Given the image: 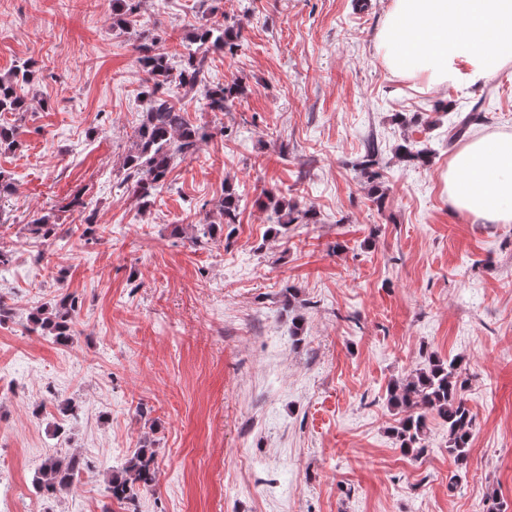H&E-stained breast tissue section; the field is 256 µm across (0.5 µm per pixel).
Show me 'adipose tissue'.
Wrapping results in <instances>:
<instances>
[{"mask_svg": "<svg viewBox=\"0 0 512 512\" xmlns=\"http://www.w3.org/2000/svg\"><path fill=\"white\" fill-rule=\"evenodd\" d=\"M377 50L430 86L484 85L512 62V0H391ZM448 201L487 224L512 223V134L467 142L442 175Z\"/></svg>", "mask_w": 512, "mask_h": 512, "instance_id": "obj_1", "label": "adipose tissue"}]
</instances>
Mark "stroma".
Listing matches in <instances>:
<instances>
[{"label":"stroma","mask_w":512,"mask_h":512,"mask_svg":"<svg viewBox=\"0 0 512 512\" xmlns=\"http://www.w3.org/2000/svg\"><path fill=\"white\" fill-rule=\"evenodd\" d=\"M390 4L224 0L242 48L209 54L206 78L248 91L219 118L180 97L213 135L142 205L121 184L146 109L138 35L180 65L216 20L211 0H142L123 31L112 0H0V75L35 70L29 111L0 115L20 143L0 151V512H127L107 480L141 446L158 483L136 512H487L493 496L512 512V224L455 210L441 181L448 123L473 99H486L474 136L512 134V63L461 89L395 74L376 46ZM370 139L376 180L359 166ZM407 140L431 149L426 164L397 156ZM228 183L238 223L194 243ZM268 191L318 223L271 233ZM79 192L90 238L66 208ZM45 213L60 226L49 243L28 229ZM64 294L66 347L29 321ZM432 355L467 361L462 468L438 420L417 457L391 433L389 384ZM60 451L87 468L40 494L34 474Z\"/></svg>","instance_id":"1"}]
</instances>
